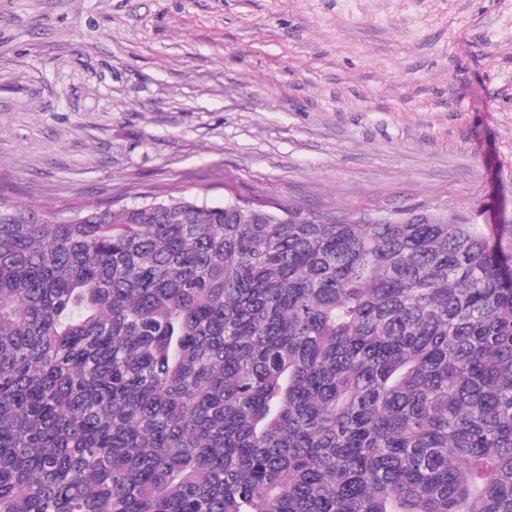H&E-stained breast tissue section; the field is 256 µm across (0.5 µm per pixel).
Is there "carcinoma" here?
I'll use <instances>...</instances> for the list:
<instances>
[{
    "label": "carcinoma",
    "instance_id": "carcinoma-1",
    "mask_svg": "<svg viewBox=\"0 0 512 512\" xmlns=\"http://www.w3.org/2000/svg\"><path fill=\"white\" fill-rule=\"evenodd\" d=\"M0 512H512V248L0 192Z\"/></svg>",
    "mask_w": 512,
    "mask_h": 512
}]
</instances>
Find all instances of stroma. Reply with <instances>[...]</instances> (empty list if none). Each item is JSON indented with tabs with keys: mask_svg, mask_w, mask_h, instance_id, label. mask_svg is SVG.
Here are the masks:
<instances>
[{
	"mask_svg": "<svg viewBox=\"0 0 512 512\" xmlns=\"http://www.w3.org/2000/svg\"><path fill=\"white\" fill-rule=\"evenodd\" d=\"M0 189L439 208L512 244V0H0Z\"/></svg>",
	"mask_w": 512,
	"mask_h": 512,
	"instance_id": "1",
	"label": "stroma"
}]
</instances>
